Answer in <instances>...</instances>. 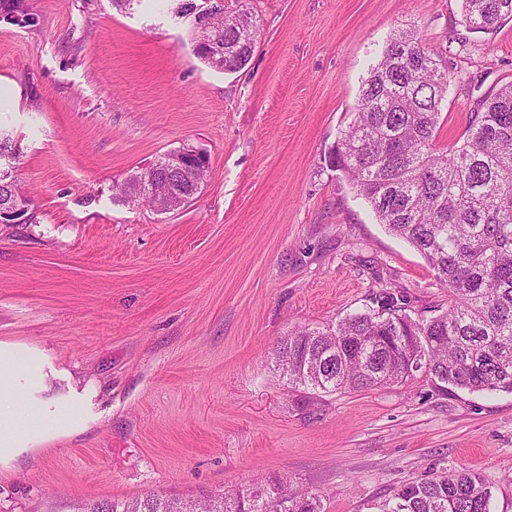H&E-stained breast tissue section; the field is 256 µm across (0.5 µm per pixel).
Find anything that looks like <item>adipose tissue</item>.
Here are the masks:
<instances>
[{
  "label": "adipose tissue",
  "instance_id": "obj_1",
  "mask_svg": "<svg viewBox=\"0 0 512 512\" xmlns=\"http://www.w3.org/2000/svg\"><path fill=\"white\" fill-rule=\"evenodd\" d=\"M41 393L38 404L23 414L0 407V467L8 466L21 453L33 449L47 440L81 430L80 422L69 414L55 410V398L50 397L51 386L47 376L27 380L16 365L6 345H0V398L22 394L25 388Z\"/></svg>",
  "mask_w": 512,
  "mask_h": 512
}]
</instances>
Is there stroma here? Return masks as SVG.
<instances>
[{"label":"stroma","instance_id":"obj_1","mask_svg":"<svg viewBox=\"0 0 512 512\" xmlns=\"http://www.w3.org/2000/svg\"><path fill=\"white\" fill-rule=\"evenodd\" d=\"M263 33L237 72L193 52L191 18L153 0H29L0 18V130L33 224H0V343L28 375L91 387V416L0 467V512L288 482L324 512H378L428 471L481 476L512 512V394L416 375L308 401L275 368L394 280L447 307L423 257L378 224L328 156L397 28L443 50L438 144L512 83V18L474 32L460 0H250ZM205 152L200 194L161 214L113 197L130 172ZM3 13H7L2 18H7V20L14 22H22V23H34L35 14L30 13L26 0H0V16ZM12 15L16 16L18 19H12ZM34 19L33 21L31 19Z\"/></svg>","mask_w":512,"mask_h":512}]
</instances>
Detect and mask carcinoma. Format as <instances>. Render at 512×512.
Returning <instances> with one entry per match:
<instances>
[{"instance_id":"obj_1","label":"carcinoma","mask_w":512,"mask_h":512,"mask_svg":"<svg viewBox=\"0 0 512 512\" xmlns=\"http://www.w3.org/2000/svg\"><path fill=\"white\" fill-rule=\"evenodd\" d=\"M196 0L176 12H207L210 38L224 46V70L241 69L255 43L234 19ZM463 22L484 31L512 17V0H461ZM32 23L26 0H0V15ZM443 52L411 28L394 34L365 78L351 122L329 165L342 172L391 234L415 248L448 289V309L411 315L405 291L388 283L366 307L336 325L297 328L276 351L288 384L314 394L403 384L423 374L471 393H512V84L482 100L466 137L448 151L436 146L448 92ZM20 148L0 136V203L18 204L36 223L18 183ZM171 189L192 202L200 187L169 175ZM491 490L471 472L432 473L396 487L379 512H491ZM73 512H322L318 496L286 483L184 501H78Z\"/></svg>"}]
</instances>
